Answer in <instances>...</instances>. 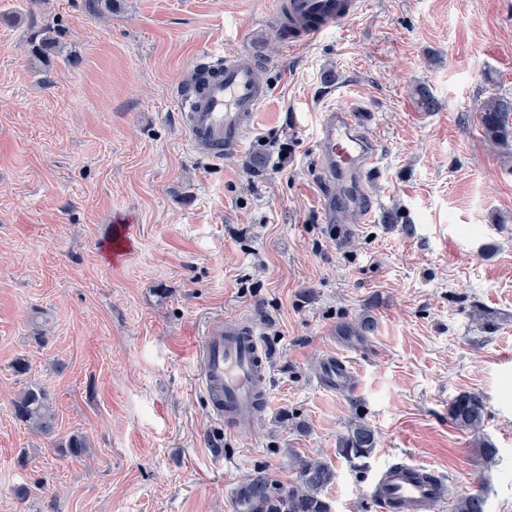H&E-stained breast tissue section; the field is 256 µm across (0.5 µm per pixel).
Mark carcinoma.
<instances>
[{
    "label": "carcinoma",
    "instance_id": "cac0c4a2",
    "mask_svg": "<svg viewBox=\"0 0 512 512\" xmlns=\"http://www.w3.org/2000/svg\"><path fill=\"white\" fill-rule=\"evenodd\" d=\"M31 56L46 62L60 47V35L46 27L29 37ZM479 123L486 140L499 149L500 157L512 164V102L489 98L479 113ZM15 416L33 431L49 436L55 431L56 414L49 396L41 386L30 385L13 402ZM485 406L481 396L462 394L448 407L454 424L479 433ZM377 445L374 428L361 418L352 421L338 443V453L353 463L370 457ZM336 471L327 462L313 458L297 461L295 478L284 486L266 476H256L241 485L236 493L238 512H330L324 490L333 483ZM450 512H485L482 492L461 494L450 501Z\"/></svg>",
    "mask_w": 512,
    "mask_h": 512
}]
</instances>
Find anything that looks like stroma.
<instances>
[{"mask_svg": "<svg viewBox=\"0 0 512 512\" xmlns=\"http://www.w3.org/2000/svg\"><path fill=\"white\" fill-rule=\"evenodd\" d=\"M270 10L0 0V512H235L243 482L288 484L299 455L335 468L330 512H379L363 492L403 459L512 512V164L478 123L485 99L512 100V0H368L299 48ZM48 23L46 67L27 39ZM237 49L265 55L272 94L214 166L176 93L197 52ZM342 103L379 144L375 218L352 234L316 197L319 114ZM118 219L132 249L115 265ZM239 316L270 351L249 435L210 415L196 361L207 324ZM332 355L355 392L319 384ZM34 384L48 437L14 415ZM464 392L484 401L480 434L448 416ZM357 416L378 435L361 468L337 452ZM74 434L85 455L64 454Z\"/></svg>", "mask_w": 512, "mask_h": 512, "instance_id": "stroma-1", "label": "stroma"}]
</instances>
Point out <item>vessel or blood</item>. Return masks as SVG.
Segmentation results:
<instances>
[{"label":"vessel or blood","mask_w":512,"mask_h":512,"mask_svg":"<svg viewBox=\"0 0 512 512\" xmlns=\"http://www.w3.org/2000/svg\"><path fill=\"white\" fill-rule=\"evenodd\" d=\"M366 0H275L270 24L292 47L311 42L336 25L360 15ZM261 56L228 51L193 65V79L181 86L178 109L193 151L220 162L237 154L258 112L270 95L260 76ZM319 161L318 202L325 223L354 213L357 223L373 215L367 182L377 172L375 142L362 131L359 115L336 107L321 113L316 140ZM130 244L122 226L104 240L106 256L120 259ZM268 356L260 333L236 318L213 322L203 337L201 385L214 419L233 429L253 425L268 403L257 389L268 374ZM356 384L341 358L324 361L323 385L349 391ZM430 466L401 460L381 467L368 489L385 512H436L448 500L446 483L429 481Z\"/></svg>","instance_id":"vessel-or-blood-1"}]
</instances>
